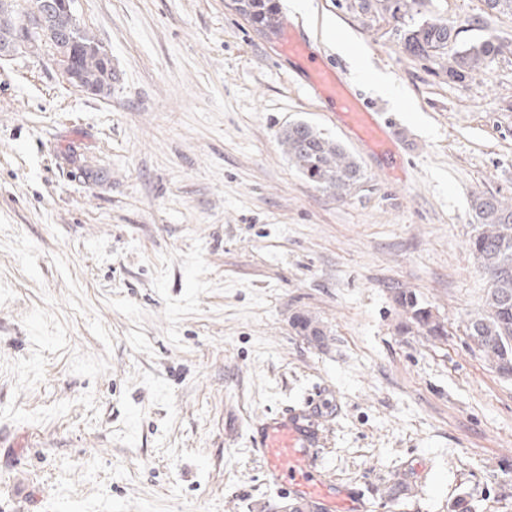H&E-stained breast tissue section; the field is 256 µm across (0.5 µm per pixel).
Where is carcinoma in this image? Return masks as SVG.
Wrapping results in <instances>:
<instances>
[{
    "instance_id": "1",
    "label": "carcinoma",
    "mask_w": 512,
    "mask_h": 512,
    "mask_svg": "<svg viewBox=\"0 0 512 512\" xmlns=\"http://www.w3.org/2000/svg\"><path fill=\"white\" fill-rule=\"evenodd\" d=\"M55 0H0V36L12 35L21 19L35 8ZM428 0H359L364 13L388 15L405 26L404 49L413 56L431 57L448 54V47L457 41L455 26L446 19L417 20ZM248 18L255 27L275 34L283 25L273 0H245ZM59 57V63L70 65L62 69L68 81L87 93L108 97L119 74L112 67V58L103 52L88 31L78 27L62 32L56 40L45 43ZM504 50L498 37L488 35L466 44L451 53L443 67L448 80L458 81L486 69ZM284 153L295 168L315 186L332 192L337 198L349 194L363 179V171L355 157L339 142L328 138L306 122H296L279 134ZM471 210L475 234L468 246L477 267L488 277L484 308L468 315L465 336L469 338L489 371L512 376V202L493 195L473 196ZM395 302L401 308L403 320L399 328L431 339L448 335L445 323L432 309L422 303L412 291L400 290ZM299 333L315 342L323 335L319 323L307 314L295 317Z\"/></svg>"
}]
</instances>
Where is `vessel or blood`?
Here are the masks:
<instances>
[{
  "mask_svg": "<svg viewBox=\"0 0 512 512\" xmlns=\"http://www.w3.org/2000/svg\"><path fill=\"white\" fill-rule=\"evenodd\" d=\"M308 85L313 101L331 100L337 118L358 142L393 138L390 122L362 103L338 71L317 68ZM329 410V404L309 399L263 419L250 430L252 452L264 463L266 484L289 498L294 512H368L358 489L327 477L320 466Z\"/></svg>",
  "mask_w": 512,
  "mask_h": 512,
  "instance_id": "obj_1",
  "label": "vessel or blood"
}]
</instances>
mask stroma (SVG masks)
Listing matches in <instances>:
<instances>
[{
    "mask_svg": "<svg viewBox=\"0 0 512 512\" xmlns=\"http://www.w3.org/2000/svg\"><path fill=\"white\" fill-rule=\"evenodd\" d=\"M288 2L311 54L391 118L396 162L311 104L231 0H75L120 77L107 98L46 50L0 60V512H286L248 435L318 391L338 406L324 470L369 512H512V378L464 334L488 286L471 200L512 202V12L431 0L458 44L506 46L452 82L358 0ZM328 22L396 95L356 78ZM297 121L359 162L350 195L289 161ZM402 289L446 339L400 330Z\"/></svg>",
    "mask_w": 512,
    "mask_h": 512,
    "instance_id": "obj_1",
    "label": "stroma"
}]
</instances>
